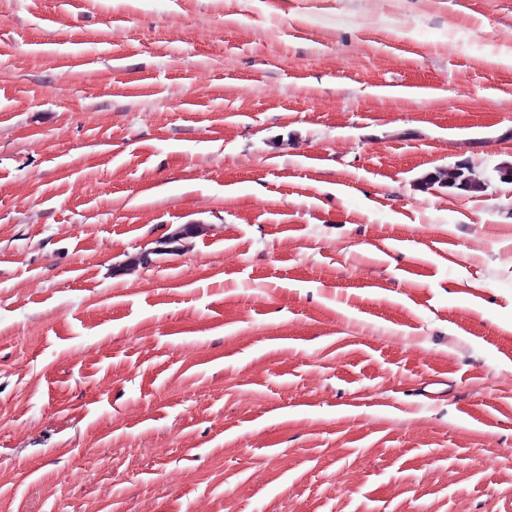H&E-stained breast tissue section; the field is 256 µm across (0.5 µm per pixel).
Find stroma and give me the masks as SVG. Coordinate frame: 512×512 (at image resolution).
I'll return each mask as SVG.
<instances>
[{"label":"stroma","mask_w":512,"mask_h":512,"mask_svg":"<svg viewBox=\"0 0 512 512\" xmlns=\"http://www.w3.org/2000/svg\"><path fill=\"white\" fill-rule=\"evenodd\" d=\"M399 2L0 0V512H512V0ZM463 170V172H459L456 166L437 169L431 175H427L428 177L423 182L432 181L434 184L457 188L471 195L484 192L485 182L471 168L464 167Z\"/></svg>","instance_id":"1"}]
</instances>
